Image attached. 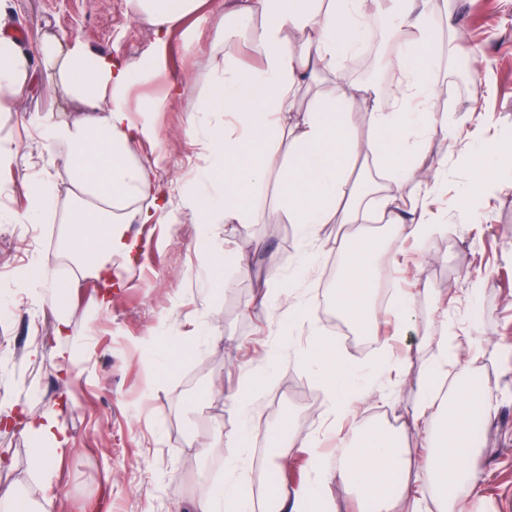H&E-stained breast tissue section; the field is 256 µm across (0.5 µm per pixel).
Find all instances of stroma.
Wrapping results in <instances>:
<instances>
[{
  "instance_id": "1",
  "label": "stroma",
  "mask_w": 512,
  "mask_h": 512,
  "mask_svg": "<svg viewBox=\"0 0 512 512\" xmlns=\"http://www.w3.org/2000/svg\"><path fill=\"white\" fill-rule=\"evenodd\" d=\"M123 3L5 0L12 34L27 51L51 30L134 63L154 53L156 44L152 29L127 15ZM449 10L465 30L456 42L445 24ZM435 25L433 90L456 139L425 140L417 161L448 174L446 190L429 202L434 222L444 230L425 250L411 241L398 249L388 245L382 224L363 230L384 241L381 260L399 254L393 285L413 297L414 324L396 337L395 352L403 353L425 335L439 339L443 317L449 331L469 336L478 349L471 383L494 388L498 395L496 414L471 424L480 448L479 490L486 512H512V171L499 174V188L469 213H462L456 201L473 180L465 162L473 135L512 140V0H455L449 9L439 4ZM214 36L211 20L191 33L175 32L163 70L137 84L130 98L136 108L161 99L168 81L182 82V99L152 115L156 139L138 149L141 158H161V177L176 189L206 164L186 132L203 120L194 107L207 83ZM368 51L371 62L353 57L346 82L395 84L382 18L373 21ZM476 57L482 61L477 69L472 66ZM80 109L38 65L13 111L0 112V141L19 151L17 164L0 172V183L9 186L0 194V305L13 310L10 317H0V405L31 394V415L59 410L71 438L68 455L43 480L31 469L30 441L19 430L0 428V486L20 485L31 498L54 499L56 512H192L200 481L215 486L233 476L253 512H267L269 486L292 489L311 477L310 453L294 446V437L317 436L328 459L336 457V439L326 430L332 420L327 393L308 358L320 339L334 344L338 367L373 386L353 398L351 411L359 420L398 433L406 455L420 462L425 450L410 428V386L421 373L422 359L407 360L404 372L390 378L377 371L376 349L342 340L330 323L335 307L327 275L338 227L321 225L318 240L312 241L300 225L277 224L272 187L257 201L260 223L217 225L213 244L224 259L216 289L189 216L172 224L130 225L138 254L129 265L113 259L122 285L113 289L110 306L98 307L93 279L68 291L71 334L64 345L76 349L78 362L70 373L60 371L53 316L39 290L26 287L21 276L33 263H58L57 246L66 227L53 219L37 225L21 218L29 185L47 167L46 154L30 139L32 126ZM305 257L311 266L294 280ZM271 264L281 283H294L298 299L309 304V322L299 321L287 302L258 304ZM474 281L479 284L475 297L470 294ZM440 298L448 302L447 314L437 308ZM197 326L202 333L190 350L173 354L185 331ZM35 343L41 354L32 361L28 351ZM245 387L253 397L242 410L232 396ZM217 428L225 445L218 450L224 465L216 470L198 450ZM243 436L249 440L244 449L235 445ZM273 455L282 461L276 470L267 465ZM238 458L242 467L230 473L228 461Z\"/></svg>"
}]
</instances>
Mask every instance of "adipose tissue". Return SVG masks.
Segmentation results:
<instances>
[{
  "instance_id": "adipose-tissue-1",
  "label": "adipose tissue",
  "mask_w": 512,
  "mask_h": 512,
  "mask_svg": "<svg viewBox=\"0 0 512 512\" xmlns=\"http://www.w3.org/2000/svg\"><path fill=\"white\" fill-rule=\"evenodd\" d=\"M205 0H125L128 13L152 28L159 49L172 31L197 15ZM373 13L391 17L390 39L398 45L395 88L344 82L345 63L367 36ZM7 12L0 8V112H8L32 78V60L40 58L48 76L67 98L84 104L65 120L36 127L40 145L53 153L52 165L29 192L23 221L43 223L61 209L68 231L59 248L72 275L101 281V304L112 299V259L132 261L137 243L127 234L131 223L155 224L186 214L197 224L199 242L211 239L220 223L252 224L255 197L268 186L278 193L275 215L300 225L316 239L324 224H385L393 239L428 243L440 230L425 205L437 192L442 171L417 166L414 157L426 137H453L447 117L432 102L428 75L436 65L431 53L435 17L431 0H224L216 25L210 79L197 109L207 117L187 132L208 166L172 203L159 176L160 160L144 161L137 148L156 135L155 126L137 117L129 103L134 83L154 74L158 53L129 64L93 52L79 42L44 35L36 53L5 34ZM331 77L332 90L305 91L307 76ZM308 105L299 108L300 94ZM236 117L238 132L224 127L225 113ZM365 124H358V114ZM370 156L377 171L368 179L354 173L359 155ZM476 181L489 182L512 169V141H479L466 157ZM65 177L70 199L58 205L55 185ZM345 266L335 283L337 311L359 331L372 333L378 315L373 295L389 270L367 240L346 234L336 242ZM33 282L50 298L56 356L62 372L76 357L61 347L70 319L57 297L63 286L55 269L36 268ZM467 337H440L437 345L420 340L415 350L426 357L411 388L412 427L427 451L411 482H402L409 461L397 434L376 427L357 428L350 447L336 451L335 468L317 453V440L300 438L310 449L312 481L275 495L271 512H330L321 484L340 478L357 492V512H422L425 499L448 504L451 512H485L473 467L477 444L469 430L472 416H490L497 407L492 388L468 382L476 354ZM331 394V414L344 422L351 413L348 395L357 393L355 375L337 372L329 347L310 354ZM33 440L32 459L41 477L66 454L70 438L57 412L29 417L26 409L0 413ZM194 512H250L236 485H203Z\"/></svg>"
}]
</instances>
